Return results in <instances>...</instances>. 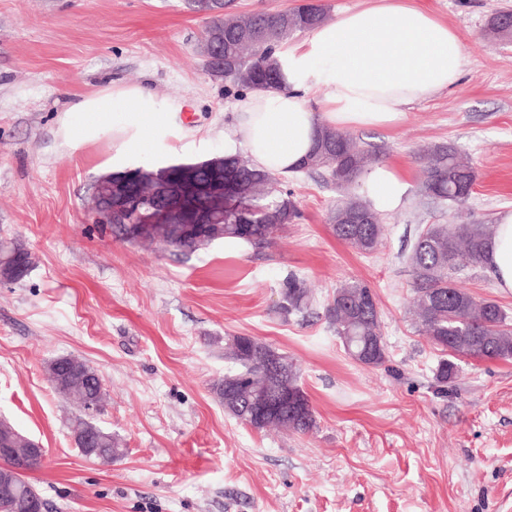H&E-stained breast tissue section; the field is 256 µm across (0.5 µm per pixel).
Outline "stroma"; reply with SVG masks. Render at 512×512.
<instances>
[{
  "mask_svg": "<svg viewBox=\"0 0 512 512\" xmlns=\"http://www.w3.org/2000/svg\"><path fill=\"white\" fill-rule=\"evenodd\" d=\"M464 39L459 81L405 108L397 126L356 130L407 185L382 214L370 255L336 240L341 190L319 172L286 178L301 217L262 252L219 241L185 256L116 238L86 207L112 161V134L69 146L75 96L143 83L174 107L144 164L227 153L240 92L197 52L204 20L183 0H0V242L26 249L23 279L0 282V419L39 442L30 482L49 512H512V360L442 354L410 312L405 255L426 224L494 223L512 209V41L488 23L512 0H417ZM455 144L478 179L461 206L419 194V151ZM314 301L278 311L288 276ZM375 291L385 364L353 360L324 308L341 284ZM251 336L285 353L316 417L307 433L257 430L225 411L214 386L224 340ZM92 366L107 394L93 422L123 448L87 461L76 404L47 364Z\"/></svg>",
  "mask_w": 512,
  "mask_h": 512,
  "instance_id": "1",
  "label": "stroma"
}]
</instances>
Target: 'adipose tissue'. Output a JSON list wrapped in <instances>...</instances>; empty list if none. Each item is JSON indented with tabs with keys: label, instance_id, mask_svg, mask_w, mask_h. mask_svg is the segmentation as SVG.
Wrapping results in <instances>:
<instances>
[{
	"label": "adipose tissue",
	"instance_id": "ef3b65f1",
	"mask_svg": "<svg viewBox=\"0 0 512 512\" xmlns=\"http://www.w3.org/2000/svg\"><path fill=\"white\" fill-rule=\"evenodd\" d=\"M276 57L282 90L256 89L242 98L232 135L255 165L288 176L322 128L392 127L403 120L404 107L453 86L462 73L464 45L456 30L415 0H372L310 30L301 43L280 47ZM311 92L319 93L318 105L308 101ZM70 109L85 117L83 139L111 127L116 156L140 152L172 123L170 108L141 84L116 82L76 96ZM118 112L122 121L112 122ZM364 181L376 209L402 204L406 185L392 168L376 165ZM485 265L497 288L512 292V210L497 216Z\"/></svg>",
	"mask_w": 512,
	"mask_h": 512
}]
</instances>
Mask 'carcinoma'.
I'll use <instances>...</instances> for the list:
<instances>
[{"instance_id":"cac0c4a2","label":"carcinoma","mask_w":512,"mask_h":512,"mask_svg":"<svg viewBox=\"0 0 512 512\" xmlns=\"http://www.w3.org/2000/svg\"><path fill=\"white\" fill-rule=\"evenodd\" d=\"M187 9L203 16L205 27L201 40L217 44L212 60L205 61L211 75L221 77L239 91L281 89L280 70L275 63L276 48L297 32H304L326 23L328 13L323 4L310 0L290 9H269L250 15L236 16L225 12L226 0H186ZM318 140L326 149L312 151L301 171H324L331 182L346 196L331 213L330 224L336 238L370 254L377 250L383 232L379 213L365 200L348 190L358 184L361 176L379 163L376 151L356 145L346 133L325 128ZM421 195L432 202L462 204L471 195L478 174L456 147L441 143L424 150L420 157ZM152 180L158 179L161 192L154 203L137 211L123 212L104 200V209L112 211V231L126 238L129 224H166V239L160 245L184 254L195 253L210 245V240H236L256 250L271 246L285 225L300 218V212L288 190L276 189L280 183L274 174L259 170L253 164L231 155L197 163L159 167L139 166L112 172V180L127 182L131 193L137 184L128 180L132 172ZM224 173V213L214 224L199 225L200 232H210L202 240L185 233L173 209L191 204L205 210L202 197L193 186ZM495 230L490 224H428L418 232L408 256L413 282L415 324L429 342L444 353L438 362L436 378L442 384L456 375V360L476 358L512 360V317L498 303L475 300L455 285L459 273L483 266L486 250ZM312 303V295L303 282L290 275L283 282L281 312L302 313ZM336 327V336L355 361L366 366H380L386 361V347L378 303L372 289L359 282L345 283L324 312ZM236 347L224 346L225 359L231 367L224 382L216 385L224 398L225 409L240 421L249 415L251 401L260 394L274 392L281 380L265 370L262 356L271 345L250 336H232ZM61 380L57 392L84 408H100L104 392L92 384L95 369L71 357H60L48 368ZM315 426L313 410L292 412L282 419H271L252 425L257 430L275 427L305 433ZM82 456L96 461L112 462L123 455L112 435L98 431L92 447L77 444ZM42 464V459L24 461L0 454V474L14 472V487L0 488V512H26L34 503L46 512L47 503L29 482L28 474Z\"/></svg>"}]
</instances>
